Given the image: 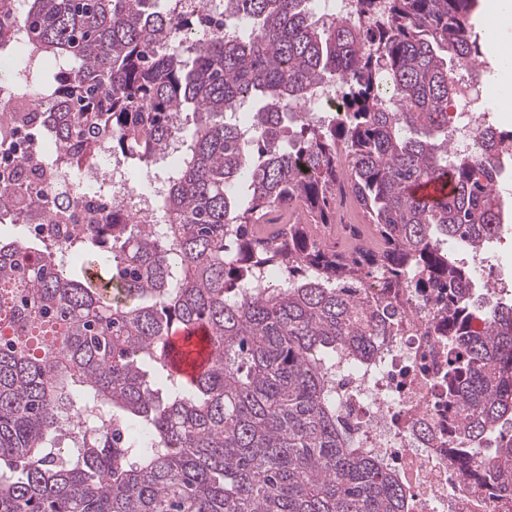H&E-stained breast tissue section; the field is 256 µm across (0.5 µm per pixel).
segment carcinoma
I'll list each match as a JSON object with an SVG mask.
<instances>
[{"label":"carcinoma","instance_id":"cac0c4a2","mask_svg":"<svg viewBox=\"0 0 512 512\" xmlns=\"http://www.w3.org/2000/svg\"><path fill=\"white\" fill-rule=\"evenodd\" d=\"M477 6L224 0L196 35L172 0H0V48L55 63L32 94L66 164L104 138L143 170L183 146L161 238L118 213L61 247L0 236V512H410L333 385L337 355L360 364L397 323L373 272L440 306L449 452L512 499V305L477 299L446 247L504 229L491 146L448 153L447 55L475 61ZM329 86L338 109L301 111ZM341 192L370 224L347 249L315 228ZM197 325L213 357L188 379L168 338Z\"/></svg>","mask_w":512,"mask_h":512}]
</instances>
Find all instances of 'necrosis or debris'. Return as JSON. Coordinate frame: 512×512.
<instances>
[{
    "mask_svg": "<svg viewBox=\"0 0 512 512\" xmlns=\"http://www.w3.org/2000/svg\"><path fill=\"white\" fill-rule=\"evenodd\" d=\"M479 70V64L465 63L453 71L458 94L451 110L457 120L448 147L455 153L474 150L479 134L490 129L483 98L472 91ZM38 131L37 121L19 123L0 113L1 182L14 183L18 157L33 152L44 160L55 152V143ZM98 154V160L77 171L53 174L42 192L55 208L67 210L70 223H85L91 212L108 220L120 209L143 230L156 232L164 221L156 191L130 184L127 158L113 153L109 140H101ZM397 309L398 329L382 337L369 369L354 370L344 361L336 365L343 419L365 448L397 472L410 495L411 512H512V501L474 487L448 461V441L455 435L445 386L448 343L428 329L433 301L406 294Z\"/></svg>",
    "mask_w": 512,
    "mask_h": 512,
    "instance_id": "obj_1",
    "label": "necrosis or debris"
}]
</instances>
